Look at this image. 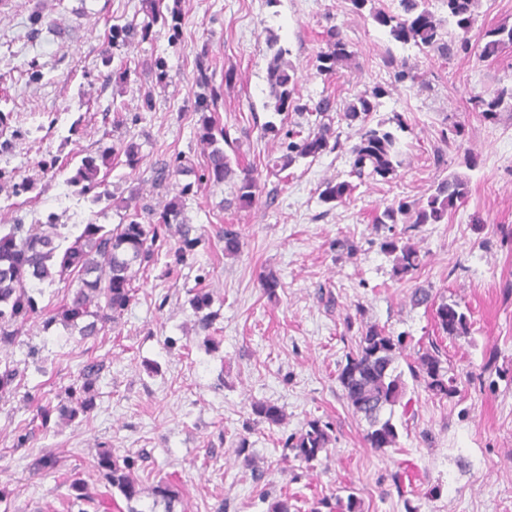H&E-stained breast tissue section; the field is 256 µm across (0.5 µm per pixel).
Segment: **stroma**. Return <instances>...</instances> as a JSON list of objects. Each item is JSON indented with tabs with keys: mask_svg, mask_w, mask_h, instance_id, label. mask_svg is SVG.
<instances>
[{
	"mask_svg": "<svg viewBox=\"0 0 512 512\" xmlns=\"http://www.w3.org/2000/svg\"><path fill=\"white\" fill-rule=\"evenodd\" d=\"M178 41L157 27L154 40L106 46L115 22L140 23L142 0H0V112L12 115L0 131V225L46 220L62 224H117L118 205L131 191L161 206L181 196L185 175L161 187L152 179L157 165L180 153L202 160L197 137L195 59L206 55L217 72L234 68L235 81L223 89L219 116L242 128L234 150L253 166L266 188H278L274 207L256 201L246 208L225 207L227 185L189 194L186 216L201 244L186 265L169 271L166 254L139 272L137 296L114 330L81 339L57 325L43 330L30 319L18 341L0 343V358L26 364L16 394L0 397V512H64V481L79 473L97 499L110 491L97 479V451L149 453L150 473L140 474L142 493L135 507L148 512L159 479L183 484L179 512H267L262 491L297 495L302 512L328 496L354 495L360 512H512V112L492 120L473 110V100L489 97L512 83V48L483 60L478 48L484 31L512 25V0H480L468 33L472 49L450 60L394 41L369 15L350 10L348 0H178ZM42 24L31 33L30 16ZM343 28L351 56L335 75L320 77L316 55L326 49L325 32ZM277 34L289 48L301 99L334 94L338 110L331 127L341 146L297 162L286 175H272L268 160L280 156V139L263 131L266 40ZM408 58L425 83L391 85L387 56ZM168 77L158 81L156 58ZM127 66L124 82L112 73ZM42 72L28 80L29 69ZM386 94L373 121L401 115L403 163L386 181L360 186L343 203L324 204L327 182L344 180L349 148L358 140L341 111L357 91L374 85ZM151 95L152 111L142 99ZM115 106L129 122L105 135L101 112ZM461 125L456 144L443 146L442 131ZM136 143L142 161L128 168L112 159L109 207L92 203L67 183L80 159L99 148ZM443 165H435V152ZM57 158L54 175L38 179L33 190L13 186L34 174L38 161ZM458 175L467 182L465 201L440 224L408 232L424 267L401 276L391 256L380 252L372 222L376 212L400 199L426 201L438 181ZM239 232L238 255L224 253L217 235L224 225ZM354 253L335 249L336 240ZM281 282L275 298L260 289L262 272ZM205 288L219 317L216 348L203 344L188 291ZM433 289L469 308L468 335L439 334L433 314L412 306L414 288ZM332 292L326 308L320 291ZM363 320L412 338L410 352L437 340L457 376L458 392L440 398L408 383L407 406H396L398 444L367 447L364 421L354 415L337 380L338 365L355 345L356 332L345 318ZM40 348L38 362L27 361L29 346ZM104 361L96 407L73 421L52 420L48 432L26 447L14 445L31 427L40 403L60 394L92 361ZM269 401L284 408L287 421L276 427L259 421L250 404ZM333 424L326 452L306 465L282 456V435L301 430L313 418ZM247 437L258 466L266 472L255 483L237 457L236 435ZM50 450L60 470L30 477L27 462Z\"/></svg>",
	"mask_w": 512,
	"mask_h": 512,
	"instance_id": "obj_1",
	"label": "stroma"
}]
</instances>
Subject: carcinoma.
Instances as JSON below:
<instances>
[{"label":"carcinoma","instance_id":"carcinoma-1","mask_svg":"<svg viewBox=\"0 0 512 512\" xmlns=\"http://www.w3.org/2000/svg\"><path fill=\"white\" fill-rule=\"evenodd\" d=\"M351 11L361 14L369 12L374 22L388 29L390 37L402 44H412L424 52H435L450 59L459 51L468 48L466 38L455 40L444 30L442 22L428 9L427 0H397L393 11L376 8L373 0H349ZM448 11V19L463 33H468L475 18L479 0H441ZM147 19L141 24H114L109 28L110 45L118 48L134 38L140 41L151 39L157 25L170 26L171 40L179 37V28L168 24L163 11V0H147ZM485 43L480 57L498 55L506 48H512V26L505 24L489 28L484 32ZM328 50L316 55V70L319 75L331 77L339 65L346 61L351 52L343 29L333 26L326 31ZM266 81L269 102L266 107L276 115L289 110L307 115V127L288 129L284 133L285 151L274 161L272 170L279 173L287 170L296 161L316 158L326 151L340 147V135L331 132V125L325 122L329 112L335 109V99L321 94L316 100L299 103L297 77L289 63V50L280 38L269 35L266 41ZM388 74L396 84L407 81L420 83V74L395 57L385 59ZM196 108L201 111L198 137L206 146L202 163L195 168L182 154H176L170 161H163L155 168L153 181L160 187L177 174H192L194 183L184 186L187 193L193 187L231 184L232 198L225 200L227 206L248 207L260 196L271 207L278 197V188L263 192L252 168L240 160H232L224 146L234 143L230 129L220 124L214 116L221 99L222 86L215 84L216 69L203 56L195 63ZM386 90L380 86L364 89L354 95L344 110L343 118L349 127L358 128V142L350 149L349 176L359 183L379 179L387 180L400 167L399 138L395 130L405 129L399 115H394L392 128L381 121L371 124V115L380 105ZM474 109L486 119H494L504 109L512 112V85L502 86L493 96L477 98ZM334 143H329V137ZM112 145L101 151L99 156L87 155L69 178V183L80 187L79 193L91 196V202L98 204L110 198L106 178L99 177L100 166L109 165ZM357 188L349 180L328 182L319 198L325 203H341ZM467 193V183L458 176H450L438 182L426 204L401 199L375 214L372 223L376 229L384 230L379 238L382 253L394 257L396 273L414 274L424 265L423 255L412 245L403 242L397 225L408 224L419 228L425 224H440L448 211L456 207ZM119 223L112 228L90 222L84 225L79 235L71 236L68 225L58 224L50 215L41 224H25L17 220L14 224L3 225L0 232V342L14 341L23 325L30 318L44 315L43 329L48 330L60 322L65 327L78 329L82 338L97 337L113 329L118 319L136 299L137 288L133 282L139 271L155 262L165 234L173 231L179 236L177 246L167 252V265L177 268L186 264L188 257L201 244V237L192 235L193 227L185 216V204L180 198L165 203L160 208L140 204L139 195L130 194L123 201ZM224 239V253L234 255L240 252L239 233L230 225L220 231ZM76 285L63 304L48 312L39 306L37 296L43 295V286L56 281ZM188 303L196 314L199 329L208 332L219 317L211 310L213 298L203 288L188 291ZM410 302L414 307L423 306L432 311L435 325L443 334L466 336L470 330V316L453 301L433 294L430 288H416ZM406 334H395L377 325H360L356 346L345 354V363L339 365L337 379L345 399L354 414L365 420L363 440L376 449L393 448L397 445L399 433L393 422L394 407L400 403L406 392L404 373L395 366L407 348ZM442 346L438 341L429 342V347L416 353L408 364V371L417 385L434 396L451 398L458 393L457 377L448 375V368L442 360ZM104 364L93 361L83 366L78 378L65 389V396L57 405L37 407V428L48 431L52 415L60 420L72 421L88 414L95 404L94 388L100 379ZM23 371L12 361L0 365V397L13 394L20 386ZM253 414L261 421L280 426L286 414L271 402L252 404ZM333 424L320 418L307 421L300 431L282 438L285 451H292L293 457L307 464L318 459L332 442ZM149 454L118 455L110 448L98 451V472L101 481L117 491L126 502L139 499L141 491L135 472L146 470ZM60 459L52 452H44L29 466V473L46 475L57 472ZM68 509L78 508L87 512L84 504L106 505L104 500H95L87 492L81 479H68ZM154 500L150 512H174L175 503L183 496L180 485L169 480H159L153 488ZM358 512L359 504L352 494L342 499L322 498L312 512Z\"/></svg>","mask_w":512,"mask_h":512}]
</instances>
